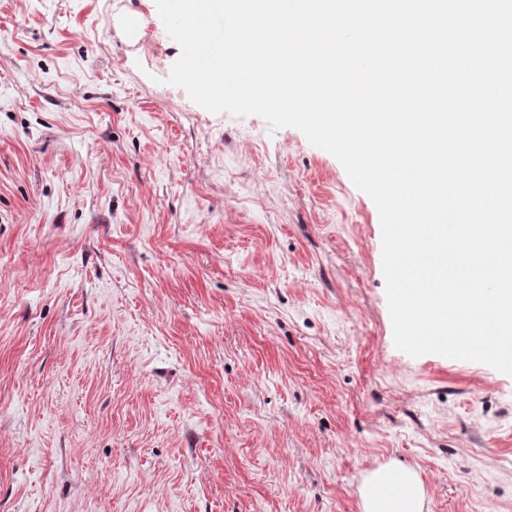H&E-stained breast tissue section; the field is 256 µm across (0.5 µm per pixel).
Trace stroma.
Masks as SVG:
<instances>
[{
  "instance_id": "35a3bbf8",
  "label": "stroma",
  "mask_w": 512,
  "mask_h": 512,
  "mask_svg": "<svg viewBox=\"0 0 512 512\" xmlns=\"http://www.w3.org/2000/svg\"><path fill=\"white\" fill-rule=\"evenodd\" d=\"M179 55L152 0H0V512H360L390 461L512 512V376L396 348L374 202Z\"/></svg>"
}]
</instances>
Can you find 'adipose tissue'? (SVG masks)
I'll list each match as a JSON object with an SVG mask.
<instances>
[{
  "label": "adipose tissue",
  "instance_id": "1",
  "mask_svg": "<svg viewBox=\"0 0 512 512\" xmlns=\"http://www.w3.org/2000/svg\"><path fill=\"white\" fill-rule=\"evenodd\" d=\"M361 512H423L422 482L411 468L387 463L367 472L359 487Z\"/></svg>",
  "mask_w": 512,
  "mask_h": 512
}]
</instances>
